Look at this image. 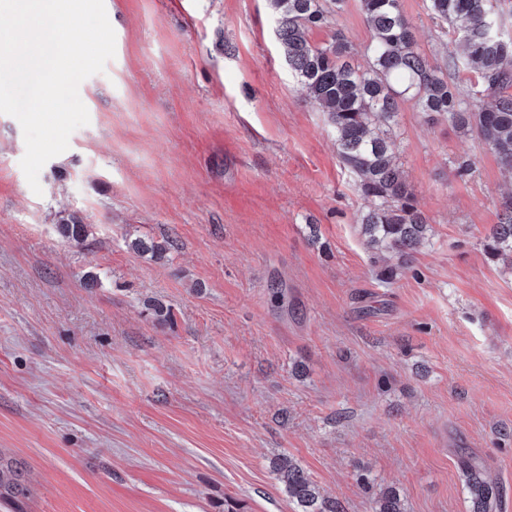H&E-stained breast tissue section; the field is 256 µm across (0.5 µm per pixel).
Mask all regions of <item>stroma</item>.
I'll return each instance as SVG.
<instances>
[{"label":"stroma","instance_id":"obj_1","mask_svg":"<svg viewBox=\"0 0 512 512\" xmlns=\"http://www.w3.org/2000/svg\"><path fill=\"white\" fill-rule=\"evenodd\" d=\"M401 3L445 62L452 37ZM105 7L115 56L41 193L0 114V458L25 512H299L283 453L344 512H372L364 477L405 512H473L469 456L512 512V271L484 249L512 171L401 102L393 149L432 236L383 280L267 0ZM338 29L368 44L357 0L311 39ZM73 216L85 244L56 231Z\"/></svg>","mask_w":512,"mask_h":512}]
</instances>
